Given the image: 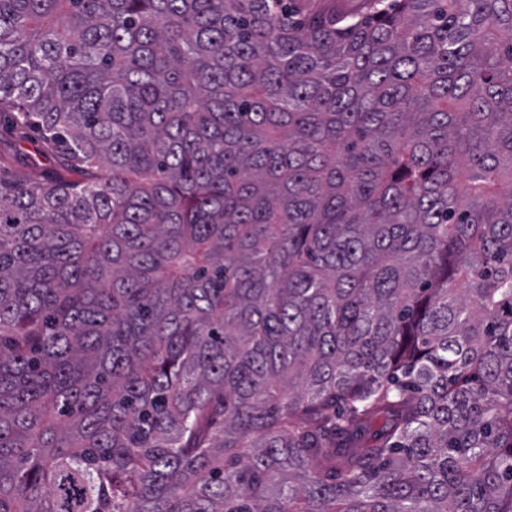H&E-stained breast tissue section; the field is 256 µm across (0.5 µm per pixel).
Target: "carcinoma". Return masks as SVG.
Here are the masks:
<instances>
[{"label": "carcinoma", "mask_w": 512, "mask_h": 512, "mask_svg": "<svg viewBox=\"0 0 512 512\" xmlns=\"http://www.w3.org/2000/svg\"><path fill=\"white\" fill-rule=\"evenodd\" d=\"M1 122L0 512H512V0H0ZM38 146L30 141L22 140L17 134H9L0 128V158L5 160V167L14 173L16 179L27 183L38 182L53 172H57V164L50 156L36 157Z\"/></svg>", "instance_id": "1"}]
</instances>
